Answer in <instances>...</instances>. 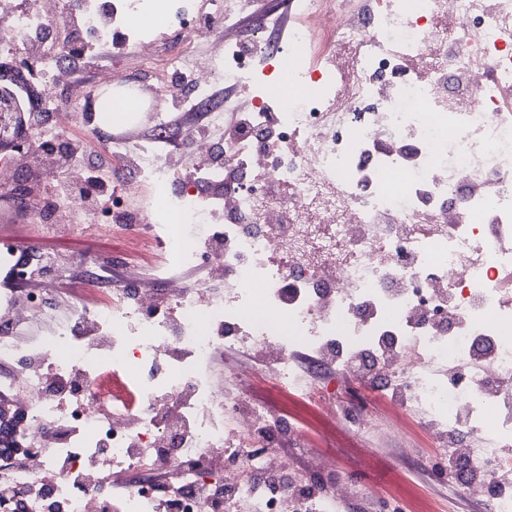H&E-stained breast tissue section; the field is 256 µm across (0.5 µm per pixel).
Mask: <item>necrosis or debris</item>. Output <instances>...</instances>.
<instances>
[{"mask_svg": "<svg viewBox=\"0 0 512 512\" xmlns=\"http://www.w3.org/2000/svg\"><path fill=\"white\" fill-rule=\"evenodd\" d=\"M55 14H79L110 39L130 26L134 0H52ZM352 16L336 0H282L249 39L262 70H245L238 51L198 56L194 14L207 31L232 27L228 0H175L185 37L157 62L151 35L134 44L149 77L102 71L99 84L135 89L144 102L177 99L207 127L185 132L201 161L166 195L162 159L168 120L155 111V140L132 144L127 122L106 147L107 177H119L127 220L85 229L124 237L122 280L103 287L91 271L66 321L49 335L23 325L53 318L45 295L19 282L37 271L36 250L0 248V494L9 512H340L354 495L335 484L315 496L289 484L270 433L306 437L251 402L258 378L320 417L355 419L370 434H396L418 421L442 455H465L474 473L465 492L512 512V493L477 481L512 472V0H372ZM288 42L269 39L281 12ZM48 14L18 13L0 24V48L18 50L48 28ZM348 49V69L336 52ZM253 85L243 132L224 139L231 99L219 87ZM39 141L59 150L64 123L84 101L56 111L51 94ZM262 167V184L248 183ZM222 211L217 230L208 227ZM156 265L163 297L141 289ZM209 267L233 290L216 300L203 284L173 278ZM385 382L380 400L353 414L337 410L321 376L331 369ZM35 454L49 473L41 496L31 473L11 466ZM177 465V489L156 475ZM128 481L119 496L100 483Z\"/></svg>", "mask_w": 512, "mask_h": 512, "instance_id": "necrosis-or-debris-1", "label": "necrosis or debris"}]
</instances>
